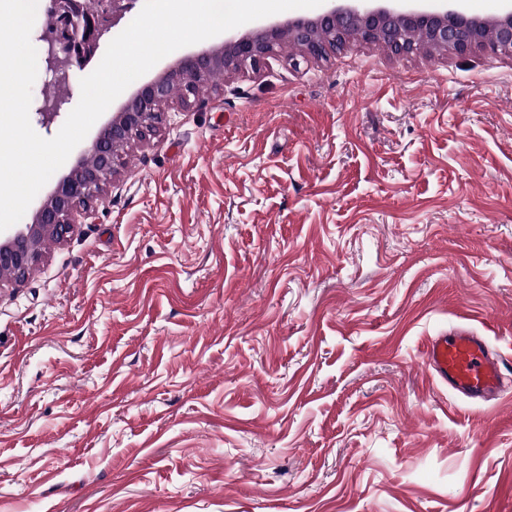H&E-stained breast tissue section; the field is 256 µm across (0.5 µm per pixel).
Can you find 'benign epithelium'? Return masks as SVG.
<instances>
[{
	"label": "benign epithelium",
	"instance_id": "1",
	"mask_svg": "<svg viewBox=\"0 0 512 512\" xmlns=\"http://www.w3.org/2000/svg\"><path fill=\"white\" fill-rule=\"evenodd\" d=\"M47 2V27L39 40L46 73L54 76L61 67L70 70L84 66L100 38L135 0ZM372 2L350 0V4L335 6L315 20L260 24L248 33L231 34L207 49L181 56L175 66L139 85L98 130L74 169L39 205L32 223L0 241V278L6 275L16 283L23 281L41 261L47 242L67 239L74 233L77 218L87 220L94 215L95 202L115 173L121 150L157 131L174 88H179L182 103L189 107L200 101L209 74L247 63L257 67L284 37L315 58L336 51L352 31L396 55L417 49L413 36L418 34L424 42L460 53L474 45L491 54L512 50V7L488 27L448 7V0L408 10L374 6ZM89 158L94 165H86Z\"/></svg>",
	"mask_w": 512,
	"mask_h": 512
}]
</instances>
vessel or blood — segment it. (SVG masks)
<instances>
[{
    "mask_svg": "<svg viewBox=\"0 0 512 512\" xmlns=\"http://www.w3.org/2000/svg\"><path fill=\"white\" fill-rule=\"evenodd\" d=\"M426 363L449 391L479 404L496 399L505 384V360L485 337L466 328L433 337Z\"/></svg>",
    "mask_w": 512,
    "mask_h": 512,
    "instance_id": "obj_1",
    "label": "vessel or blood"
}]
</instances>
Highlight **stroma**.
I'll use <instances>...</instances> for the list:
<instances>
[{
  "label": "stroma",
  "mask_w": 512,
  "mask_h": 512,
  "mask_svg": "<svg viewBox=\"0 0 512 512\" xmlns=\"http://www.w3.org/2000/svg\"><path fill=\"white\" fill-rule=\"evenodd\" d=\"M512 52L281 41L0 290V512H512ZM426 364L448 391L476 404L496 399L507 379L503 356L484 336L462 327L429 341Z\"/></svg>",
  "instance_id": "35a3bbf8"
}]
</instances>
